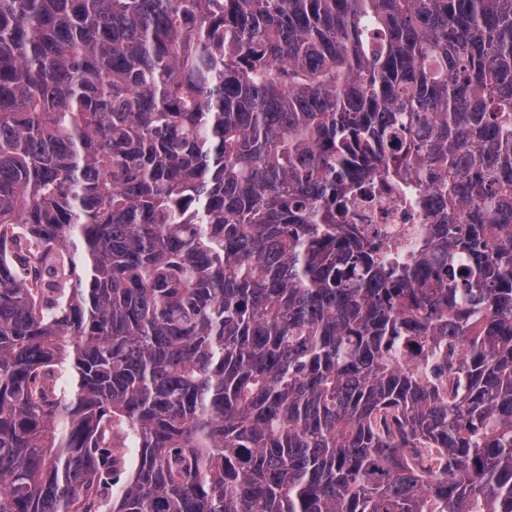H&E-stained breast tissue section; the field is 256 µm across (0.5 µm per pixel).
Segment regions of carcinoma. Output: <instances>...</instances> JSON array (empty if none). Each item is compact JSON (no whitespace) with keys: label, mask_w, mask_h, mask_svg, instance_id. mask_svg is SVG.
Returning <instances> with one entry per match:
<instances>
[{"label":"carcinoma","mask_w":512,"mask_h":512,"mask_svg":"<svg viewBox=\"0 0 512 512\" xmlns=\"http://www.w3.org/2000/svg\"><path fill=\"white\" fill-rule=\"evenodd\" d=\"M0 512H512V0H0ZM366 190L367 198L358 200L352 208V221L365 238L379 246L383 255L410 252L436 224L432 205H409L396 187L384 184L377 175Z\"/></svg>","instance_id":"obj_1"}]
</instances>
